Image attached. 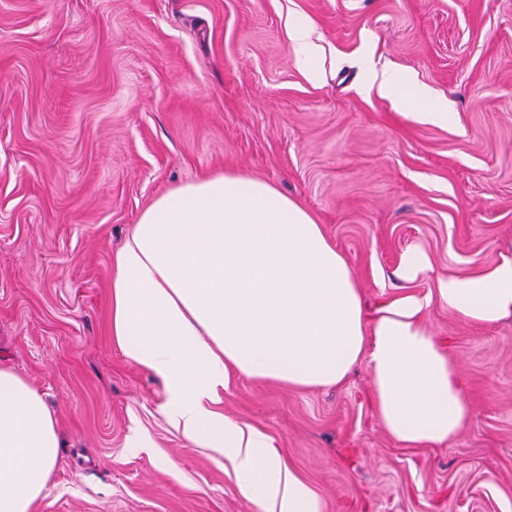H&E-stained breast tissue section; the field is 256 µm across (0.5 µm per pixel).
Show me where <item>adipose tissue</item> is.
I'll return each instance as SVG.
<instances>
[{"label":"adipose tissue","mask_w":512,"mask_h":512,"mask_svg":"<svg viewBox=\"0 0 512 512\" xmlns=\"http://www.w3.org/2000/svg\"><path fill=\"white\" fill-rule=\"evenodd\" d=\"M377 80L404 94L414 120L447 122L424 87L395 72ZM430 268L422 249L405 251L395 271L404 291L367 311L345 256L303 206L266 181L216 173L170 188L132 225L112 258V340L161 383L162 411L187 443L230 463L257 512H322L268 436L224 414L221 393L234 376L337 387L363 363L389 436L430 447L455 439L470 404L427 314L442 304L469 325L512 315V258L415 290ZM59 446L42 394L0 366V512H32Z\"/></svg>","instance_id":"ef3b65f1"}]
</instances>
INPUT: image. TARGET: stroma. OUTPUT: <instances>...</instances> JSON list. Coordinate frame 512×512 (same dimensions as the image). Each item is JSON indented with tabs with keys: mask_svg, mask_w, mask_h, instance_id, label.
Segmentation results:
<instances>
[{
	"mask_svg": "<svg viewBox=\"0 0 512 512\" xmlns=\"http://www.w3.org/2000/svg\"><path fill=\"white\" fill-rule=\"evenodd\" d=\"M373 66L427 87L447 123L413 121ZM223 171L301 203L370 307L411 245L432 264L420 291L512 257V0H0V365L61 440L34 512H256L112 342L113 253L156 197ZM427 322L472 406L450 445L389 437L362 365L314 391L234 377L222 408L324 512H512V316Z\"/></svg>",
	"mask_w": 512,
	"mask_h": 512,
	"instance_id": "35a3bbf8",
	"label": "stroma"
}]
</instances>
